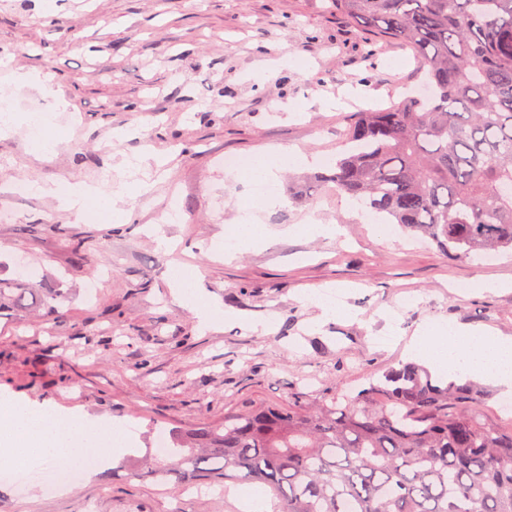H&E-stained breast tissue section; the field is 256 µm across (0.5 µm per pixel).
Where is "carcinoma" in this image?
Returning <instances> with one entry per match:
<instances>
[{"label": "carcinoma", "instance_id": "carcinoma-1", "mask_svg": "<svg viewBox=\"0 0 512 512\" xmlns=\"http://www.w3.org/2000/svg\"><path fill=\"white\" fill-rule=\"evenodd\" d=\"M336 14L407 46L424 93L359 112L333 186L455 259L512 252V0H331ZM27 277L0 279V313L57 310ZM477 383L415 362L356 395L243 402L172 433L139 480L259 485L275 512H512V427L484 418Z\"/></svg>", "mask_w": 512, "mask_h": 512}]
</instances>
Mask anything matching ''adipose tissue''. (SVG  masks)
Wrapping results in <instances>:
<instances>
[{
	"mask_svg": "<svg viewBox=\"0 0 512 512\" xmlns=\"http://www.w3.org/2000/svg\"><path fill=\"white\" fill-rule=\"evenodd\" d=\"M308 163V157L295 148L254 153L244 173L253 188L246 209L281 205L279 196L262 194V186L275 184L286 167ZM126 193L123 185L103 189L68 181L53 191L61 209L75 218H83L90 207L99 206L110 209L118 224L132 219L131 211L122 205ZM407 350L411 359L425 363L435 374L487 382L512 396V336L500 335L487 326H428L410 338ZM125 449L121 424L66 419L46 405L0 401V467H14L30 458L42 463H71L90 454L111 460Z\"/></svg>",
	"mask_w": 512,
	"mask_h": 512,
	"instance_id": "obj_1",
	"label": "adipose tissue"
}]
</instances>
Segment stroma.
Segmentation results:
<instances>
[{"label":"stroma","instance_id":"obj_1","mask_svg":"<svg viewBox=\"0 0 512 512\" xmlns=\"http://www.w3.org/2000/svg\"><path fill=\"white\" fill-rule=\"evenodd\" d=\"M19 67L51 71L64 107L11 84ZM416 70L411 50L376 40L326 0H0V90L16 120L0 140V208L11 212L0 223V279L23 261L40 293L66 297L53 316L0 315V394L65 418L136 421L128 446L140 457L158 430L244 401L358 390L407 361L406 343L426 324L511 336L512 256L451 260L401 230L379 235L341 195L302 199L297 168L277 185L284 206L254 213L261 242L231 259L215 253L249 192L216 157L298 148L323 170L354 113L400 102ZM33 111L54 129L52 159L32 153ZM129 124L138 135L116 139ZM147 143L169 162H144L158 179L127 197L130 223L104 210L77 222L53 196L13 195L21 179L127 181L125 160ZM168 205L180 217L159 223ZM312 221L342 233L312 235ZM76 240L84 254L72 252ZM177 265L223 322L202 328L175 300ZM324 288L339 294L329 319L314 300ZM173 490L114 464L57 493L0 483V512H164Z\"/></svg>","mask_w":512,"mask_h":512}]
</instances>
